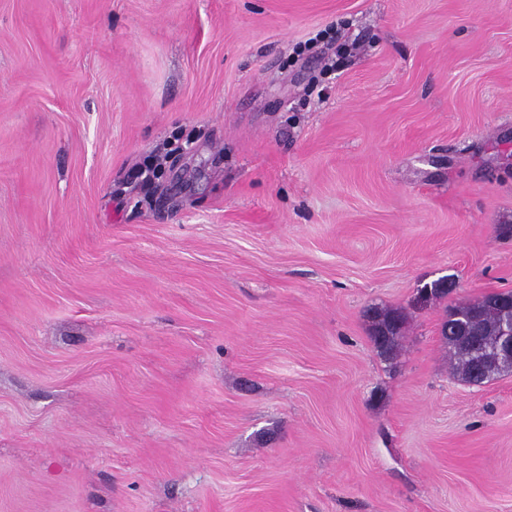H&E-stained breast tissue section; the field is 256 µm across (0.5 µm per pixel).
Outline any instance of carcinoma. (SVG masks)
<instances>
[{"instance_id":"obj_1","label":"carcinoma","mask_w":512,"mask_h":512,"mask_svg":"<svg viewBox=\"0 0 512 512\" xmlns=\"http://www.w3.org/2000/svg\"><path fill=\"white\" fill-rule=\"evenodd\" d=\"M510 304H512V291L498 293L494 297L486 296L478 302L465 301L447 310L446 319L441 325V334L448 340L452 357L457 361V372L466 381H472L470 375L472 358L468 352L458 348L453 341V336L456 335L461 324L457 317H464L470 331L474 335L482 337L484 342L489 344L499 336V324L506 317L504 309ZM376 317L379 318V321L376 323L375 332L378 333L384 328L387 337L384 343L381 344L376 340L374 344L382 355L390 358L397 352L398 339L405 325V316L393 311L384 314L378 313Z\"/></svg>"}]
</instances>
